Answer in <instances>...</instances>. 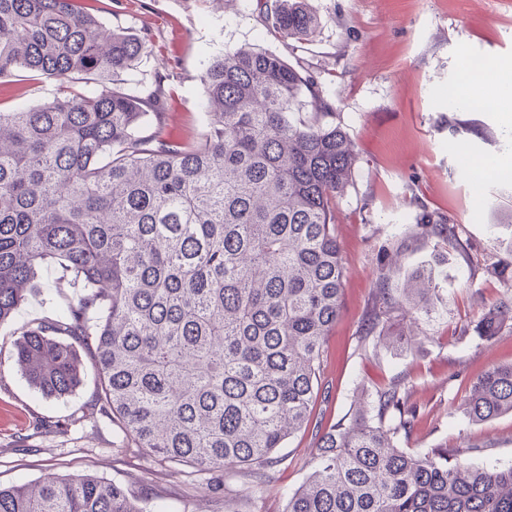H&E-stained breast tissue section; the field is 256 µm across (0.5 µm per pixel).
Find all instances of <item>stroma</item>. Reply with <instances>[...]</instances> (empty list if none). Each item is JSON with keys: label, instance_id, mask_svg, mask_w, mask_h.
<instances>
[{"label": "stroma", "instance_id": "stroma-1", "mask_svg": "<svg viewBox=\"0 0 512 512\" xmlns=\"http://www.w3.org/2000/svg\"><path fill=\"white\" fill-rule=\"evenodd\" d=\"M320 18L313 42L288 47L269 31L251 0H98L111 28L148 36L127 75L130 86L164 76V135L192 141L207 130L201 74L225 50L252 46L284 55L312 76L331 109L328 125L354 142L359 162L336 199V237L346 268L343 307L326 344L325 395L311 425L275 453V480L253 488L240 469L200 471L158 462L126 444L97 392L93 373L63 399L30 388L12 360L23 328L55 319L78 294L59 266L41 272L15 317L0 325V485L28 484L46 474H90L125 487L151 512H285L287 492L309 474L319 425L350 422L398 384L417 409L401 445L422 452L467 449L475 466H512V414L485 422L460 410L472 383L512 363V327L478 334L484 314L512 298L501 276L512 264V235L495 229L512 210V181L475 174L463 160L480 157L512 170L500 110L461 104L468 57L483 58L512 82V0H311ZM56 83L25 71L0 78V109L33 107ZM457 224L459 243L436 244L415 226L420 210ZM435 269L437 290L416 322L360 335L382 270L396 283Z\"/></svg>", "mask_w": 512, "mask_h": 512}]
</instances>
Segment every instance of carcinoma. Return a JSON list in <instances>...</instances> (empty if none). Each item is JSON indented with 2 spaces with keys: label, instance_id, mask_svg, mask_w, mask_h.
I'll use <instances>...</instances> for the list:
<instances>
[{
  "label": "carcinoma",
  "instance_id": "carcinoma-1",
  "mask_svg": "<svg viewBox=\"0 0 512 512\" xmlns=\"http://www.w3.org/2000/svg\"><path fill=\"white\" fill-rule=\"evenodd\" d=\"M255 2L284 40L315 39L309 0ZM144 49L78 0H0V77L24 70L59 82L50 101L0 110V325L37 269L62 266L83 292L21 332L14 360L28 385L70 396L84 350L126 440L201 470L248 469L261 489L320 390L345 277L335 202L358 154L343 129L321 122L330 107L314 82L250 46L205 66L204 137L169 141L161 82L127 88ZM416 228L458 243L456 225L434 212ZM432 279L398 287L380 276L363 339L396 313L426 311L421 284ZM508 314L503 302L479 328L490 336ZM460 409L474 422L512 413V364L480 376ZM415 417L393 384L331 425L286 512H512V467L473 466L463 448H401ZM0 512L148 507L102 478L49 474L0 486Z\"/></svg>",
  "mask_w": 512,
  "mask_h": 512
}]
</instances>
